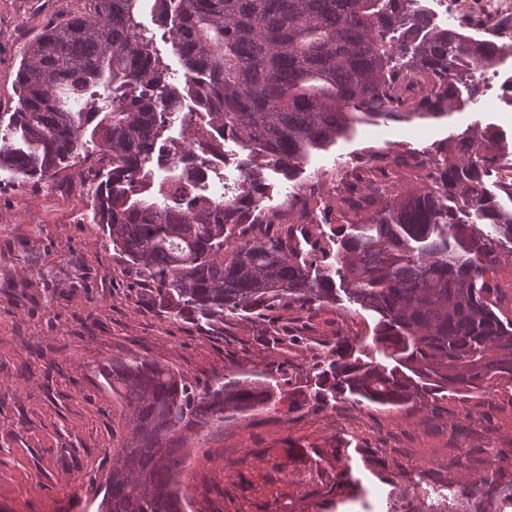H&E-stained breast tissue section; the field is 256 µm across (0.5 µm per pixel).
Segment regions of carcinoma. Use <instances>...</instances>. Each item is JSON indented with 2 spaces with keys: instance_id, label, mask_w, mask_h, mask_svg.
<instances>
[{
  "instance_id": "cac0c4a2",
  "label": "carcinoma",
  "mask_w": 512,
  "mask_h": 512,
  "mask_svg": "<svg viewBox=\"0 0 512 512\" xmlns=\"http://www.w3.org/2000/svg\"><path fill=\"white\" fill-rule=\"evenodd\" d=\"M88 12L52 23L23 49L18 104L0 113V168L46 182L76 161L85 138L107 161L93 186L95 217L112 249L149 288L162 313L211 327L298 304L336 303V290L376 317L385 362L366 361L342 338L315 356L313 395L286 382L188 384L165 365L115 357L99 374L130 414L131 438L112 451L105 512H180L171 447L183 430L256 409L299 412L341 398L355 406L408 405L474 392L492 403L512 382V320L495 312L500 249L512 243V183L487 188L500 134L466 129L430 173L432 185L394 193L350 184L358 220L339 227L336 249L318 256L255 234L274 224L260 208L263 169L290 175L307 151L361 119L438 118L474 74L495 70L507 47L444 27L424 0H151V11L185 68L165 80L153 40L140 29L144 0H90ZM112 87L95 106L94 89ZM180 123V137L165 135ZM232 140L248 150L241 176L216 199L192 175ZM155 160L173 175L156 182ZM476 491L448 490L444 512H471Z\"/></svg>"
}]
</instances>
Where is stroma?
Returning <instances> with one entry per match:
<instances>
[{
    "instance_id": "stroma-1",
    "label": "stroma",
    "mask_w": 512,
    "mask_h": 512,
    "mask_svg": "<svg viewBox=\"0 0 512 512\" xmlns=\"http://www.w3.org/2000/svg\"><path fill=\"white\" fill-rule=\"evenodd\" d=\"M83 0H0V110L17 106L23 45L50 23L81 11ZM137 20L183 85L184 68L161 37L150 4ZM512 57L487 77L477 99L439 118L359 122L324 148L310 150L292 175L266 169L264 209L281 213L265 226L302 250L328 245L345 222V184L359 166L403 157L402 189L425 186L450 135L491 126L512 159V105L503 82ZM83 158L49 184L0 169V512H97L114 449L128 435L126 411L99 375L110 358L137 354L194 383L219 373L241 379L265 372L308 384L313 357L343 337L371 340L373 316L348 299L313 313L279 306L266 316L202 327L161 313L134 270L94 218L91 190L100 171ZM314 186L308 218L289 205ZM299 337L288 350L266 348L275 328ZM458 396L437 408L372 410L347 402L297 413L257 409L221 426L182 433L176 486L186 512H428L448 481L479 483L483 512H512L498 492L491 448L512 455V388L492 405L457 415ZM350 470L362 491L340 484Z\"/></svg>"
}]
</instances>
